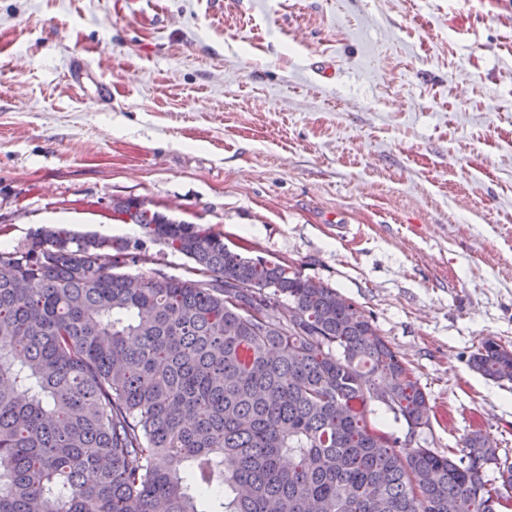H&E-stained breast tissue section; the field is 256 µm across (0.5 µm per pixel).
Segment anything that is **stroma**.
Here are the masks:
<instances>
[{
  "mask_svg": "<svg viewBox=\"0 0 512 512\" xmlns=\"http://www.w3.org/2000/svg\"><path fill=\"white\" fill-rule=\"evenodd\" d=\"M129 197L364 309L435 408L400 449H512V0H0V251ZM507 347L497 339H484L470 354V367L488 379L512 381V348Z\"/></svg>",
  "mask_w": 512,
  "mask_h": 512,
  "instance_id": "35a3bbf8",
  "label": "stroma"
}]
</instances>
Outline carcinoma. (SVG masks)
I'll return each mask as SVG.
<instances>
[{
	"label": "carcinoma",
	"mask_w": 512,
	"mask_h": 512,
	"mask_svg": "<svg viewBox=\"0 0 512 512\" xmlns=\"http://www.w3.org/2000/svg\"><path fill=\"white\" fill-rule=\"evenodd\" d=\"M125 224L193 264L113 272L60 229L0 251V512H498L512 457L480 430L407 456L371 419L380 392L428 428V394L364 310L285 261L244 258L128 198ZM292 310L294 323L276 319ZM470 367L512 381V348ZM497 480H485L486 468Z\"/></svg>",
	"instance_id": "obj_1"
}]
</instances>
